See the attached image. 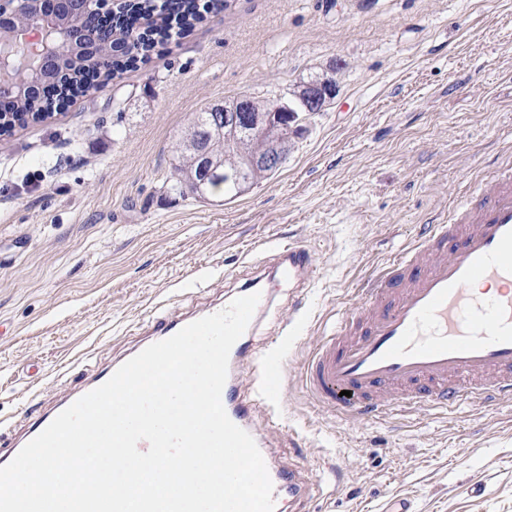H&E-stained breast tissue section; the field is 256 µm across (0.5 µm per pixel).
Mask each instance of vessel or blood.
<instances>
[{
	"label": "vessel or blood",
	"instance_id": "1",
	"mask_svg": "<svg viewBox=\"0 0 512 512\" xmlns=\"http://www.w3.org/2000/svg\"><path fill=\"white\" fill-rule=\"evenodd\" d=\"M273 272L307 288L317 265L304 246L285 245ZM264 273L235 296L260 293L245 332L233 345L222 402L229 418L255 440L273 484L274 501L308 512L314 483L297 465L279 463L273 438L284 367L252 337L273 303ZM308 396L358 422L398 411L447 409L467 399L512 400V164L427 224L408 247L360 290V300L317 337L301 366ZM264 426H257L258 417Z\"/></svg>",
	"mask_w": 512,
	"mask_h": 512
}]
</instances>
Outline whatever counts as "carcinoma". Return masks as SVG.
Here are the masks:
<instances>
[{
  "mask_svg": "<svg viewBox=\"0 0 512 512\" xmlns=\"http://www.w3.org/2000/svg\"><path fill=\"white\" fill-rule=\"evenodd\" d=\"M122 10L126 11L124 17L128 19L138 14L153 19L152 39L141 45L144 50L149 49L157 40L162 42L169 39L175 29L182 31L193 27L202 18L197 0H130L122 6ZM120 71L121 66L118 64L81 58L72 64L68 74L52 86L50 95L58 105L64 106L97 85L105 84ZM237 102L246 110L259 113L267 112L273 105V100L269 98L247 94L228 101V104ZM287 104L288 112L278 114L279 127L288 125L290 116L305 111L302 90L293 91ZM51 107L52 104L45 101L43 95L0 105V135L10 133L17 125L23 126L30 120L43 118L51 112ZM208 112L210 109L207 108L197 113L183 145L173 157L169 189L194 198L222 196L232 200L276 173L273 167L252 164L259 146L254 134L245 128L210 132L209 123L205 122ZM200 149L212 159L215 166V174L208 179L202 174V157L198 153Z\"/></svg>",
  "mask_w": 512,
  "mask_h": 512,
  "instance_id": "1",
  "label": "carcinoma"
}]
</instances>
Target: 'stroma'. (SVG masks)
<instances>
[{
    "label": "stroma",
    "instance_id": "stroma-1",
    "mask_svg": "<svg viewBox=\"0 0 512 512\" xmlns=\"http://www.w3.org/2000/svg\"><path fill=\"white\" fill-rule=\"evenodd\" d=\"M339 92L233 201L164 184L191 118L333 64ZM512 156V0H228L44 121L0 137V430L20 435L143 338L155 307L223 303L288 240L321 267L280 352L281 463L310 512H512V402L351 426L301 382L373 268Z\"/></svg>",
    "mask_w": 512,
    "mask_h": 512
}]
</instances>
